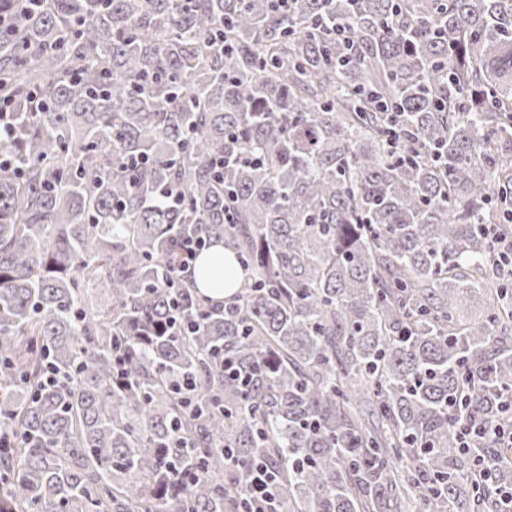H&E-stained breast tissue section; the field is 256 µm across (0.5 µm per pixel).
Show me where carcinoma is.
Returning <instances> with one entry per match:
<instances>
[{
    "label": "carcinoma",
    "mask_w": 512,
    "mask_h": 512,
    "mask_svg": "<svg viewBox=\"0 0 512 512\" xmlns=\"http://www.w3.org/2000/svg\"><path fill=\"white\" fill-rule=\"evenodd\" d=\"M0 14V512H497L512 0ZM209 254L221 256V258H218L220 262L213 264L211 268V275L214 279L222 283V288H202L201 290L203 294L213 298L214 300H223L224 297L231 295L234 290V288H226L228 276L232 277L234 285L236 286L244 280L245 272L236 262H234L233 254L229 249L224 247V243L217 242L213 243V245L198 258L196 263L191 268L190 271L194 278L197 277L198 280L201 279L202 271L208 263L207 257ZM227 265H229V267H227ZM268 478L266 471H263L259 465L256 466L255 472L251 479V494L253 499V507L250 512H269L266 507L265 494L267 493Z\"/></svg>",
    "instance_id": "cac0c4a2"
}]
</instances>
